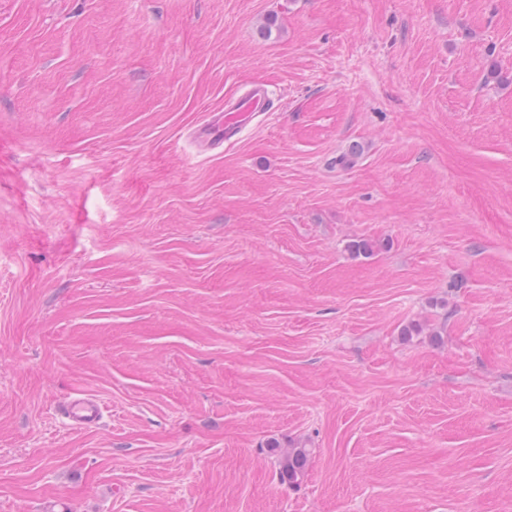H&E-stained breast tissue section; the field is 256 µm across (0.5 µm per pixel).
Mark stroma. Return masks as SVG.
Returning <instances> with one entry per match:
<instances>
[{
    "mask_svg": "<svg viewBox=\"0 0 512 512\" xmlns=\"http://www.w3.org/2000/svg\"><path fill=\"white\" fill-rule=\"evenodd\" d=\"M0 512H512V0H0ZM276 108L267 85L261 82L250 84L237 95L224 100V115L219 114L206 125L216 141L225 146L236 144L255 116L261 112H273ZM59 412L75 427L92 428L99 424L102 410L99 401L89 394H77L64 400ZM311 448H291L278 458L279 479L288 485L296 483L304 474L310 457Z\"/></svg>",
    "mask_w": 512,
    "mask_h": 512,
    "instance_id": "1",
    "label": "stroma"
}]
</instances>
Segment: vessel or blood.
I'll use <instances>...</instances> for the list:
<instances>
[{"instance_id": "b4317fda", "label": "vessel or blood", "mask_w": 512, "mask_h": 512, "mask_svg": "<svg viewBox=\"0 0 512 512\" xmlns=\"http://www.w3.org/2000/svg\"><path fill=\"white\" fill-rule=\"evenodd\" d=\"M275 108L266 84L256 82L237 95L226 98L223 113L213 116L207 128L216 141L231 146L241 139L255 116L274 111ZM59 411L69 424L82 428L95 427L102 418L99 401L92 395L83 393L64 400Z\"/></svg>"}]
</instances>
